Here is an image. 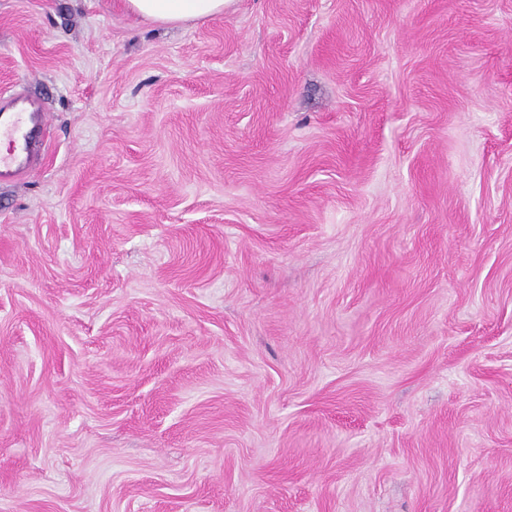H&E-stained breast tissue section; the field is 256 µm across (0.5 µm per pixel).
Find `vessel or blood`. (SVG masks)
<instances>
[{
	"label": "vessel or blood",
	"instance_id": "obj_1",
	"mask_svg": "<svg viewBox=\"0 0 512 512\" xmlns=\"http://www.w3.org/2000/svg\"><path fill=\"white\" fill-rule=\"evenodd\" d=\"M48 117L41 104L24 96L0 98V138L9 147L0 153V182L25 174L42 157Z\"/></svg>",
	"mask_w": 512,
	"mask_h": 512
}]
</instances>
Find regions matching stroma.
I'll use <instances>...</instances> for the list:
<instances>
[{"label": "stroma", "mask_w": 512, "mask_h": 512, "mask_svg": "<svg viewBox=\"0 0 512 512\" xmlns=\"http://www.w3.org/2000/svg\"><path fill=\"white\" fill-rule=\"evenodd\" d=\"M0 512H512V0H0ZM236 0H123L130 13L162 27L224 16ZM48 117L41 104L28 97H0V139L9 142L0 153V182H10L25 174L42 157Z\"/></svg>", "instance_id": "1"}]
</instances>
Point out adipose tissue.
<instances>
[{"mask_svg":"<svg viewBox=\"0 0 512 512\" xmlns=\"http://www.w3.org/2000/svg\"><path fill=\"white\" fill-rule=\"evenodd\" d=\"M236 0H123L130 13L162 27L214 19L231 10Z\"/></svg>","mask_w":512,"mask_h":512,"instance_id":"1","label":"adipose tissue"}]
</instances>
